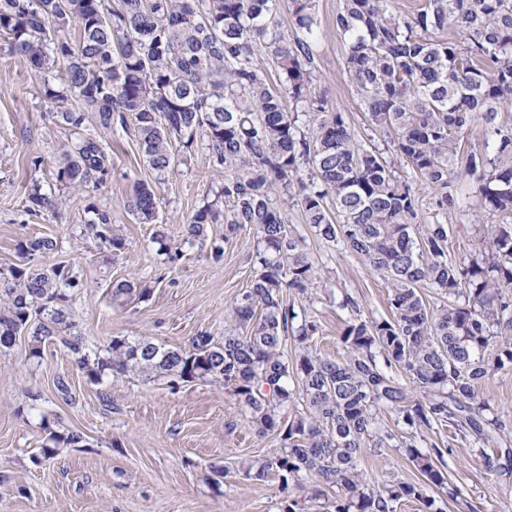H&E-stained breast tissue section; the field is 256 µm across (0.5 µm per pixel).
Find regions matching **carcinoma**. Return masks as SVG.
I'll use <instances>...</instances> for the list:
<instances>
[{"mask_svg":"<svg viewBox=\"0 0 512 512\" xmlns=\"http://www.w3.org/2000/svg\"><path fill=\"white\" fill-rule=\"evenodd\" d=\"M393 3L341 0L333 28L367 121L412 169L404 177L379 147L356 139L341 109L313 97L315 0H291L302 37L279 28L277 0H120L116 8L107 0H0V33L9 35L11 52L36 70L66 63L65 86L45 90L59 122L79 129L91 112L109 131L133 119L160 175L175 164L176 142L187 145L205 130L224 185L192 214L186 234L203 237L222 220L226 242L248 226L257 237L250 288L231 305L221 344L207 334L188 349L117 336L106 355H92L73 333L69 290L79 284L69 269L28 265L0 278V353L23 334L28 358L43 359L44 347L59 342L94 383L108 374H153L173 385L222 379L259 436L277 432L286 442L282 453L240 467L254 482L279 476L281 512H305L288 492L304 474L319 481L312 498L335 490L325 512H397L407 501L441 512L439 496L471 508L439 467L442 449L422 453L412 443L440 427L498 446L488 468L511 473L512 448L501 447L509 424L491 414L479 385L512 369V124L500 123L497 110L512 99V0H416L407 11ZM72 30L76 41L67 37ZM265 56L276 65L275 84ZM73 96L84 109L69 107ZM475 120L484 124L485 147L466 152L462 139ZM111 168L99 140L84 137L56 168V188L95 191ZM460 172L478 181V205L497 217L478 229L480 258L467 266L448 259L441 220ZM416 182L433 210L421 234ZM275 184L315 236L357 255L388 283L387 318L362 320L357 302L343 300L352 322L336 360L312 349L319 325L287 303L288 291L312 290L315 270L269 195ZM59 201L36 183L25 209L38 215ZM127 206L139 222H156L149 184L136 183ZM88 210L95 236L121 245L109 212L94 203ZM55 248L52 238L34 237L19 253L46 257ZM425 288L448 302L430 307ZM150 295L134 278L118 283L111 300L124 307ZM288 335L299 348L293 363L281 354ZM297 404L302 410L284 419L282 411ZM384 411L402 428L380 427ZM80 441L52 430L42 455ZM367 448L407 449L423 480L371 487L359 469Z\"/></svg>","mask_w":512,"mask_h":512,"instance_id":"cac0c4a2","label":"carcinoma"}]
</instances>
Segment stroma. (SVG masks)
<instances>
[{
  "instance_id": "1",
  "label": "stroma",
  "mask_w": 512,
  "mask_h": 512,
  "mask_svg": "<svg viewBox=\"0 0 512 512\" xmlns=\"http://www.w3.org/2000/svg\"><path fill=\"white\" fill-rule=\"evenodd\" d=\"M338 6L339 0H316L315 93L340 106L366 143L373 133L353 92L344 42L332 28ZM64 74L60 63L48 72L30 67L0 35V274L22 264L19 243L50 237L55 252L33 262L67 265L78 278L80 286L71 292L74 331L89 349L105 348L115 336L145 337L166 348L189 347L204 332L222 342L227 312L250 286L257 238L243 229L225 239L220 223L210 225L204 237L186 238L189 218L214 199L224 180L223 170L211 163L207 136L197 133L190 147L177 148L178 165L157 176L134 131H105L91 117L78 130L55 122L44 88L59 85ZM89 135L112 160L106 183L92 195L66 192L58 210L29 215V188L52 186L62 148ZM137 182L155 191L156 223H139L127 207ZM458 185L457 201L443 220L449 260L466 264L476 229L493 216L476 207L478 185L472 177L460 178ZM91 197L109 211L113 232L123 241L120 249L89 231L85 206ZM287 217L304 237L315 269L311 294L291 292L287 301L317 320L313 346L336 358L349 317L340 307L343 297L358 302L363 319H380L389 313L388 285L359 257L316 237L299 207H289ZM158 229L178 249L175 262L159 254L153 241ZM218 244L224 254L217 259L212 251ZM131 278L151 282L150 298L113 305L112 288ZM60 378L68 396L56 389ZM52 429L81 432L83 440L52 458L41 457ZM413 442L423 451L433 445L444 449L448 475L475 512H512V476L485 466L493 449L471 438L450 440L445 429L423 431ZM283 449L279 434H255L218 379L175 388L155 376H107L93 383L62 345L47 346L42 362L29 360L23 338L0 355V512H280L278 477L256 484L240 475L237 465ZM216 467L223 468V478L214 477ZM359 467L376 488L419 478L402 448L368 450Z\"/></svg>"
}]
</instances>
